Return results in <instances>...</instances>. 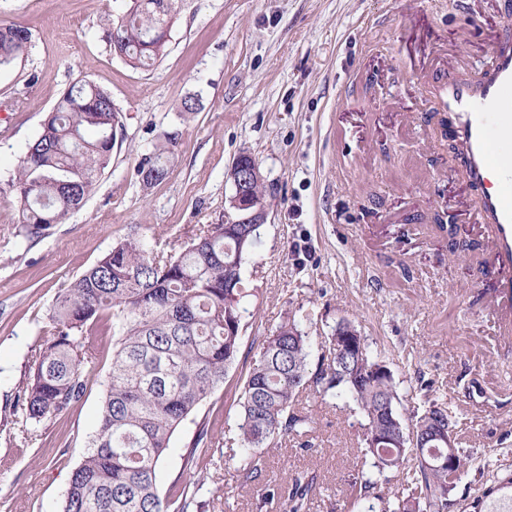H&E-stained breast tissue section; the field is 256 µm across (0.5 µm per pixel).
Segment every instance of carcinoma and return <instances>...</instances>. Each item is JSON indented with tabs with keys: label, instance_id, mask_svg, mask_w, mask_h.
<instances>
[{
	"label": "carcinoma",
	"instance_id": "1",
	"mask_svg": "<svg viewBox=\"0 0 512 512\" xmlns=\"http://www.w3.org/2000/svg\"><path fill=\"white\" fill-rule=\"evenodd\" d=\"M177 0H132L108 24L106 38L134 69L149 68L163 55L164 32ZM19 24L0 27V65L24 55L31 40ZM120 128L119 112L107 92L84 81L72 84L49 113L35 141L8 183L27 237L63 223L82 206L112 159L109 134ZM173 138L153 145L137 175L149 188L169 174ZM177 255L148 248L131 234L94 266L61 289L45 339L35 350V368L17 399L23 422L69 414L87 390L98 355L88 337L112 321V367L95 433L72 470L60 512H206L208 466L224 456L215 432L194 418L200 405L224 386L243 345L245 303L253 296L242 273L245 256L259 239L251 224L195 225ZM355 330L340 321L320 337L321 356L311 364L314 338L300 319L286 316L261 337L240 383L239 466L243 481H258L264 458L293 435L308 445L313 420L299 407L309 389L326 397L348 396L363 415L361 443L371 467L382 475L406 471L407 496L387 498L381 483L361 474L353 484L358 499H375L379 512H444L448 494L462 474L442 465L445 444L431 439L436 426L452 418L435 401L421 414L400 412L401 399L386 363L367 343L340 350ZM195 424L184 470L194 476L172 493L158 485V470L175 432ZM426 440L421 457L406 466L411 433ZM316 476L300 473L284 486L265 482L262 500L286 512H310Z\"/></svg>",
	"mask_w": 512,
	"mask_h": 512
}]
</instances>
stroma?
I'll return each mask as SVG.
<instances>
[{
    "label": "stroma",
    "mask_w": 512,
    "mask_h": 512,
    "mask_svg": "<svg viewBox=\"0 0 512 512\" xmlns=\"http://www.w3.org/2000/svg\"><path fill=\"white\" fill-rule=\"evenodd\" d=\"M131 0H0V24L32 33L0 69V512H59L94 432L112 362V330L93 338L99 363L68 415L23 424L16 396L58 291L130 232L177 253L193 225L219 224L233 161L249 154L264 179L267 219L242 266L255 295L244 344L289 313L309 335L353 323L390 367L403 407L446 403L458 422L464 475L447 512H497L512 477V336H498L486 300L498 276L476 275L483 234L475 198L440 134L430 85L454 68L476 76L512 0H180L164 54L134 69L105 37ZM479 26H471V17ZM105 90L123 131L83 207L28 239L2 188L68 87ZM199 100L187 113L188 97ZM175 137L167 178L146 188L137 168L159 137ZM438 210L455 241L429 222ZM476 242L459 256L452 243ZM238 361L198 415L224 445L237 434ZM312 446L283 439L265 478L316 475L313 512H367L352 481L369 470L363 417L347 396L302 393ZM224 459L211 512H258L257 488Z\"/></svg>",
    "instance_id": "obj_1"
}]
</instances>
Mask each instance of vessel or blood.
Wrapping results in <instances>:
<instances>
[{
  "instance_id": "1",
  "label": "vessel or blood",
  "mask_w": 512,
  "mask_h": 512,
  "mask_svg": "<svg viewBox=\"0 0 512 512\" xmlns=\"http://www.w3.org/2000/svg\"><path fill=\"white\" fill-rule=\"evenodd\" d=\"M448 132L460 144V163L476 196L472 217L488 233L498 265L496 319L512 316V25L498 31L489 64L471 80L442 79Z\"/></svg>"
}]
</instances>
